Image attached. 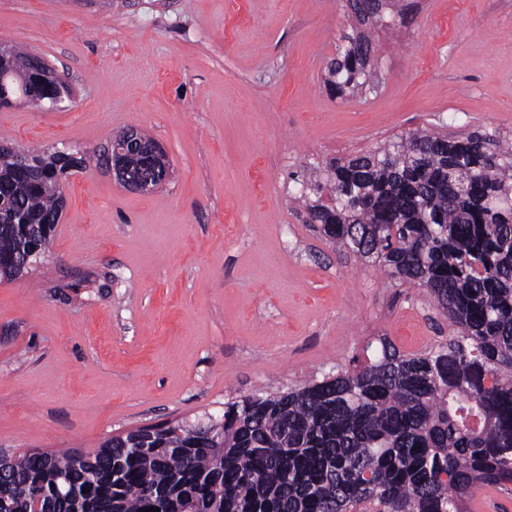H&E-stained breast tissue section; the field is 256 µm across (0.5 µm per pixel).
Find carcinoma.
Here are the masks:
<instances>
[{
  "mask_svg": "<svg viewBox=\"0 0 512 512\" xmlns=\"http://www.w3.org/2000/svg\"><path fill=\"white\" fill-rule=\"evenodd\" d=\"M397 0H348L358 27L327 67L330 94L379 79L365 27ZM50 101L31 75L8 77ZM0 153V279L47 252L63 180L41 186ZM300 196L327 240L418 288L452 327L418 353L369 340L353 366L228 402L97 450L0 457V512H465L512 494V136L422 130L330 161ZM87 493H82V490ZM490 496H498L503 502V511L499 512H512V495L511 497L495 490L490 487L481 488L475 491L473 497L467 503V512H489L482 511L481 506L484 499Z\"/></svg>",
  "mask_w": 512,
  "mask_h": 512,
  "instance_id": "cac0c4a2",
  "label": "carcinoma"
}]
</instances>
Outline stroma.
<instances>
[{"mask_svg": "<svg viewBox=\"0 0 512 512\" xmlns=\"http://www.w3.org/2000/svg\"><path fill=\"white\" fill-rule=\"evenodd\" d=\"M376 28L372 93L331 97L346 0H0V43L65 73L70 107L0 108V143L76 147L50 252L0 281V448L107 437L349 366L371 339L438 336L415 288L326 241L296 173L415 130L512 133V0H418ZM163 144L152 193L113 136ZM136 136V129H128L118 134L112 140L111 149L108 153V163H110L112 172L122 184L134 190L149 192L168 180L171 174L170 171L167 170L164 172L161 179H155L153 181L138 178L132 174V165L130 163L131 155L127 152V147L137 154L139 166H141L144 158L149 156L153 159V156L158 152H163L162 147L157 142L144 146L137 140ZM137 143H140L139 148L137 147Z\"/></svg>", "mask_w": 512, "mask_h": 512, "instance_id": "obj_1", "label": "stroma"}]
</instances>
